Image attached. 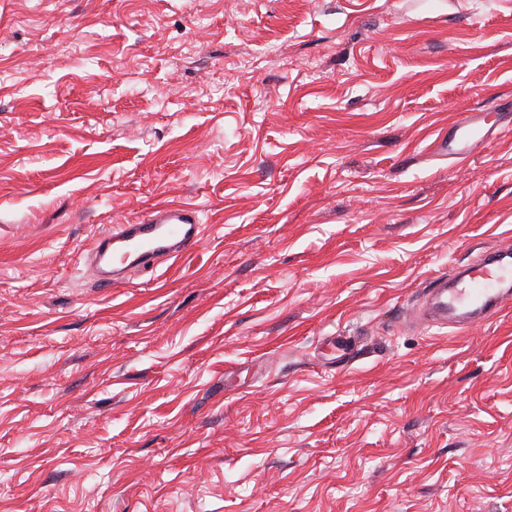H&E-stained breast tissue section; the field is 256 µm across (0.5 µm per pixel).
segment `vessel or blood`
Segmentation results:
<instances>
[{
  "label": "vessel or blood",
  "mask_w": 512,
  "mask_h": 512,
  "mask_svg": "<svg viewBox=\"0 0 512 512\" xmlns=\"http://www.w3.org/2000/svg\"><path fill=\"white\" fill-rule=\"evenodd\" d=\"M504 112L479 107L448 130V155L465 161L495 131L512 130V99ZM204 232L196 208L158 204L130 224L102 232L91 266L100 288L124 278L129 266L156 267L191 251ZM512 305V244L499 242L478 253L456 280L434 278L418 316L428 329H464Z\"/></svg>",
  "instance_id": "1"
}]
</instances>
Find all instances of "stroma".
<instances>
[{
    "label": "stroma",
    "instance_id": "1",
    "mask_svg": "<svg viewBox=\"0 0 512 512\" xmlns=\"http://www.w3.org/2000/svg\"><path fill=\"white\" fill-rule=\"evenodd\" d=\"M508 96L512 0H0V512H512V308L407 319L512 241V131L444 144ZM502 105L499 103L493 111L485 107L473 109L453 123L448 128V158L466 161L490 135H497L505 129L512 130V99L509 97L507 101L508 112H497ZM204 232L195 207L157 204L133 224H115L97 238L91 266L99 288L110 289L132 265L155 267L191 251Z\"/></svg>",
    "mask_w": 512,
    "mask_h": 512
}]
</instances>
